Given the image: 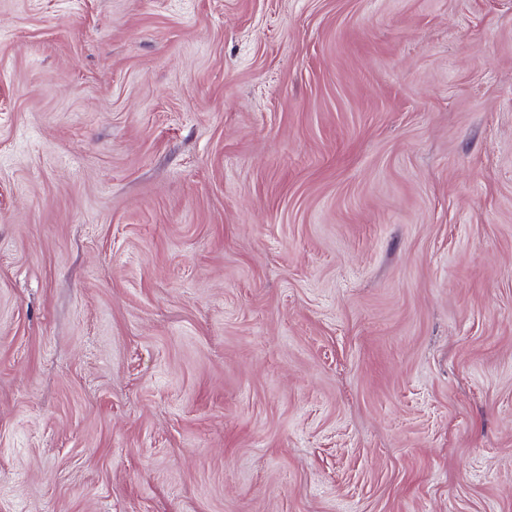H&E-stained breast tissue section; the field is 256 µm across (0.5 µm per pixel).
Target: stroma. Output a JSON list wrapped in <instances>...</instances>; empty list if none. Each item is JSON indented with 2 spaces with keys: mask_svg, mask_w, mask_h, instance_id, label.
<instances>
[{
  "mask_svg": "<svg viewBox=\"0 0 512 512\" xmlns=\"http://www.w3.org/2000/svg\"><path fill=\"white\" fill-rule=\"evenodd\" d=\"M0 512H512V0H0Z\"/></svg>",
  "mask_w": 512,
  "mask_h": 512,
  "instance_id": "stroma-1",
  "label": "stroma"
}]
</instances>
